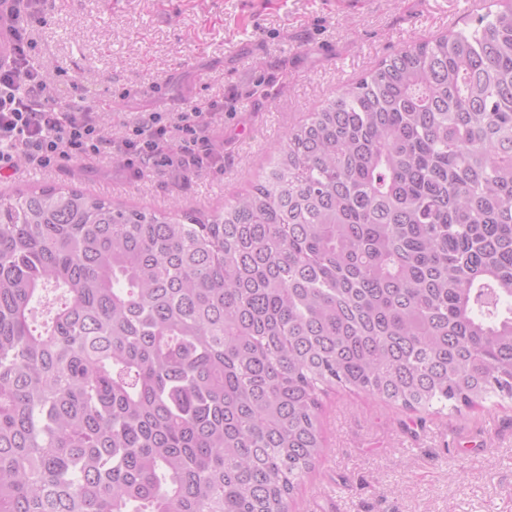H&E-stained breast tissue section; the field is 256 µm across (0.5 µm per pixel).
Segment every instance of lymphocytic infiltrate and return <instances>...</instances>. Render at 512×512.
I'll list each match as a JSON object with an SVG mask.
<instances>
[{
    "mask_svg": "<svg viewBox=\"0 0 512 512\" xmlns=\"http://www.w3.org/2000/svg\"><path fill=\"white\" fill-rule=\"evenodd\" d=\"M40 0H12V62L0 67V172L14 169L18 160L35 168L62 165L74 159L114 155L128 167H158L176 174L222 168L215 153L208 116L211 105H195L169 118L145 112L128 136L116 141L103 133L98 111L56 101L44 74L31 62L37 43L29 23Z\"/></svg>",
    "mask_w": 512,
    "mask_h": 512,
    "instance_id": "lymphocytic-infiltrate-1",
    "label": "lymphocytic infiltrate"
}]
</instances>
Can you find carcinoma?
Returning <instances> with one entry per match:
<instances>
[{"label": "carcinoma", "mask_w": 512, "mask_h": 512, "mask_svg": "<svg viewBox=\"0 0 512 512\" xmlns=\"http://www.w3.org/2000/svg\"><path fill=\"white\" fill-rule=\"evenodd\" d=\"M336 388L512 401V0L340 87L222 210L0 196V512H290Z\"/></svg>", "instance_id": "obj_1"}]
</instances>
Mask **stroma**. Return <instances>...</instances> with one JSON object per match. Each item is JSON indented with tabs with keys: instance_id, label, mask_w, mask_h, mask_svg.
Instances as JSON below:
<instances>
[{
	"instance_id": "1",
	"label": "stroma",
	"mask_w": 512,
	"mask_h": 512,
	"mask_svg": "<svg viewBox=\"0 0 512 512\" xmlns=\"http://www.w3.org/2000/svg\"><path fill=\"white\" fill-rule=\"evenodd\" d=\"M485 0H46L36 63L62 103L108 99L106 135L141 112L216 102L223 169L133 174L121 159L21 166L6 194L73 185L137 208H223L268 170L283 135L380 60L464 28ZM326 452L292 512H512V403L418 416L343 391L323 404Z\"/></svg>"
}]
</instances>
